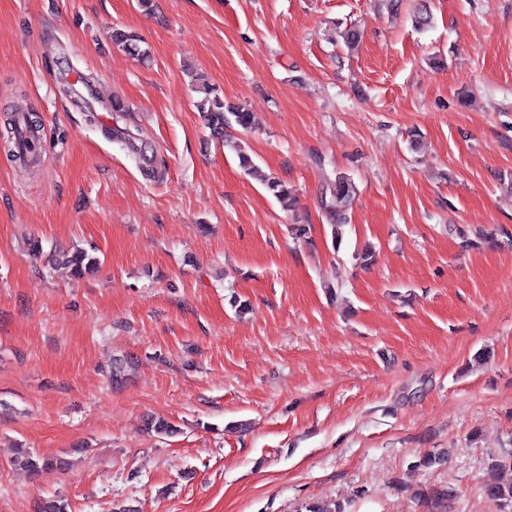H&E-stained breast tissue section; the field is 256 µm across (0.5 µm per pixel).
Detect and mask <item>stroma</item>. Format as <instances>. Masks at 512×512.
Masks as SVG:
<instances>
[{"label":"stroma","mask_w":512,"mask_h":512,"mask_svg":"<svg viewBox=\"0 0 512 512\" xmlns=\"http://www.w3.org/2000/svg\"><path fill=\"white\" fill-rule=\"evenodd\" d=\"M417 2L0 0V117L22 103L41 138L32 167L0 140V512H428L417 493L446 487L450 512H496L480 488L512 455V0H429L420 32ZM188 68L253 113L232 134L296 189L310 242L210 138ZM339 173L358 196L336 249L320 192ZM76 247L97 272L48 267ZM18 442L70 466L15 468ZM112 38L128 54L143 59L149 57L148 49L141 46L143 41L137 35L116 30L112 32Z\"/></svg>","instance_id":"obj_1"}]
</instances>
